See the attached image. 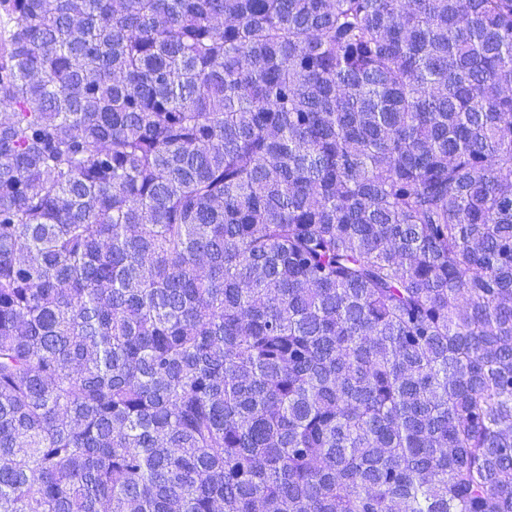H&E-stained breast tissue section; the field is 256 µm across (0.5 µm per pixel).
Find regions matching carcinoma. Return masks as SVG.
Returning a JSON list of instances; mask_svg holds the SVG:
<instances>
[{"label":"carcinoma","instance_id":"carcinoma-1","mask_svg":"<svg viewBox=\"0 0 512 512\" xmlns=\"http://www.w3.org/2000/svg\"><path fill=\"white\" fill-rule=\"evenodd\" d=\"M0 512H512V0H0Z\"/></svg>","mask_w":512,"mask_h":512}]
</instances>
